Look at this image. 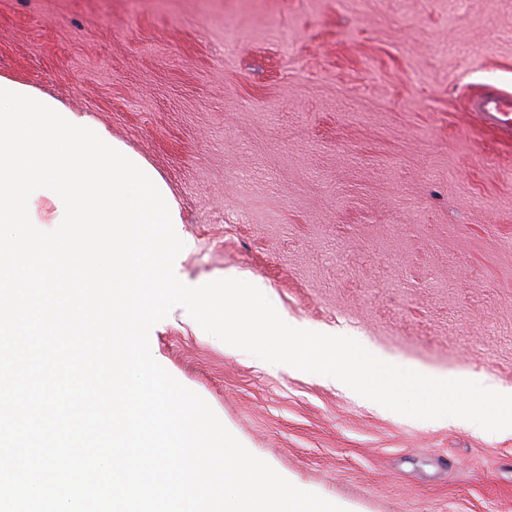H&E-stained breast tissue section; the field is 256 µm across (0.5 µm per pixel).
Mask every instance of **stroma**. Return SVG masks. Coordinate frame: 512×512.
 <instances>
[{"label":"stroma","mask_w":512,"mask_h":512,"mask_svg":"<svg viewBox=\"0 0 512 512\" xmlns=\"http://www.w3.org/2000/svg\"><path fill=\"white\" fill-rule=\"evenodd\" d=\"M0 75L87 111L180 208V272L398 365L512 391V0H0ZM153 358L345 512H512V435L437 426L200 335ZM472 112H512V97L485 96L468 102Z\"/></svg>","instance_id":"obj_1"}]
</instances>
